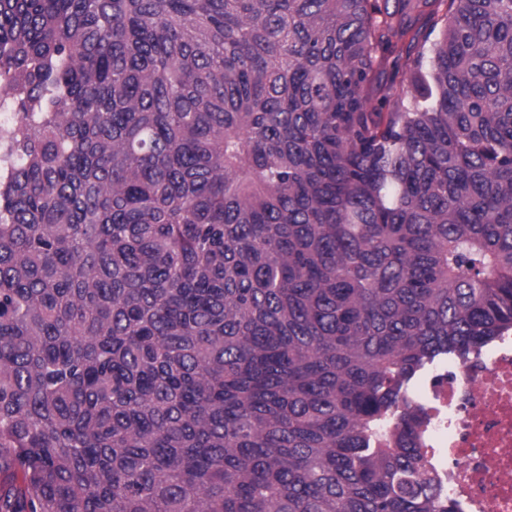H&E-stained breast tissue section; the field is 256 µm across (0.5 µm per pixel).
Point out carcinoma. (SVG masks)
Returning a JSON list of instances; mask_svg holds the SVG:
<instances>
[{"instance_id":"obj_1","label":"carcinoma","mask_w":512,"mask_h":512,"mask_svg":"<svg viewBox=\"0 0 512 512\" xmlns=\"http://www.w3.org/2000/svg\"><path fill=\"white\" fill-rule=\"evenodd\" d=\"M0 0V512H456L413 403L512 331V0ZM403 63V60H398L396 54L387 55L386 60L380 66V68L376 72V78L374 81V88L371 96L370 105L372 108L376 109V112H387L388 106L382 104L379 99V95L376 91V88L386 82L389 76L393 73V71Z\"/></svg>"}]
</instances>
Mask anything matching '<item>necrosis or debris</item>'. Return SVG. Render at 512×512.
Masks as SVG:
<instances>
[{"label": "necrosis or debris", "mask_w": 512, "mask_h": 512, "mask_svg": "<svg viewBox=\"0 0 512 512\" xmlns=\"http://www.w3.org/2000/svg\"><path fill=\"white\" fill-rule=\"evenodd\" d=\"M428 458L457 512H512V337L432 368L415 395Z\"/></svg>", "instance_id": "obj_1"}]
</instances>
